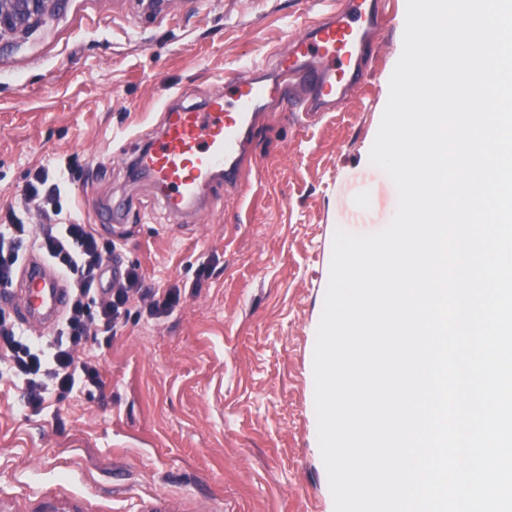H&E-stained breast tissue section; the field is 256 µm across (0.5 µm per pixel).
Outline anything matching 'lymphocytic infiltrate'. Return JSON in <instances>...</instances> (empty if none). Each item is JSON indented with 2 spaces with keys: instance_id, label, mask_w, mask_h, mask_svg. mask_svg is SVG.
Instances as JSON below:
<instances>
[{
  "instance_id": "obj_1",
  "label": "lymphocytic infiltrate",
  "mask_w": 512,
  "mask_h": 512,
  "mask_svg": "<svg viewBox=\"0 0 512 512\" xmlns=\"http://www.w3.org/2000/svg\"><path fill=\"white\" fill-rule=\"evenodd\" d=\"M35 246L72 279L70 306L46 343L31 341L24 332L0 318V355L9 358L25 383V402L39 408L48 392L57 397L72 393L76 385L102 387L97 361L81 357L88 339L111 340L131 304H145L150 315L171 314L179 305L177 287L158 293L143 288L136 270L106 279L112 259L111 242L101 240L89 224H43Z\"/></svg>"
}]
</instances>
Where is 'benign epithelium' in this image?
Wrapping results in <instances>:
<instances>
[{"mask_svg":"<svg viewBox=\"0 0 512 512\" xmlns=\"http://www.w3.org/2000/svg\"><path fill=\"white\" fill-rule=\"evenodd\" d=\"M64 0H0V50L54 18Z\"/></svg>","mask_w":512,"mask_h":512,"instance_id":"7a95c632","label":"benign epithelium"}]
</instances>
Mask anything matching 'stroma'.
Wrapping results in <instances>:
<instances>
[{"instance_id":"35a3bbf8","label":"stroma","mask_w":512,"mask_h":512,"mask_svg":"<svg viewBox=\"0 0 512 512\" xmlns=\"http://www.w3.org/2000/svg\"><path fill=\"white\" fill-rule=\"evenodd\" d=\"M374 34L369 76L299 126L262 110L236 203L215 177L198 210L169 213L126 159L168 110L203 107L224 76L273 59L306 21L303 0H66L0 52V224L77 220L120 244L144 287L179 286L159 318L131 308L111 343L89 341L103 386L27 407L0 359V499L52 512L49 490L84 512H334L318 443L313 353L337 230L371 234L397 208L369 153L403 47L406 0ZM61 176L55 205L29 197ZM125 204L111 221L113 201Z\"/></svg>"}]
</instances>
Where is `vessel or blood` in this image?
Here are the masks:
<instances>
[{"label":"vessel or blood","instance_id":"vessel-or-blood-1","mask_svg":"<svg viewBox=\"0 0 512 512\" xmlns=\"http://www.w3.org/2000/svg\"><path fill=\"white\" fill-rule=\"evenodd\" d=\"M382 14L378 0H350L346 11L313 19L277 53L273 79L231 73L224 77L223 94L203 108L168 112L161 133L134 159L133 169L159 188L175 215L192 209L219 173L239 195H247L241 182L244 144L259 111L275 101L303 120L342 99L368 75L367 31ZM13 297L21 324L40 329L61 317L68 290L59 271L32 254L21 267Z\"/></svg>","mask_w":512,"mask_h":512}]
</instances>
